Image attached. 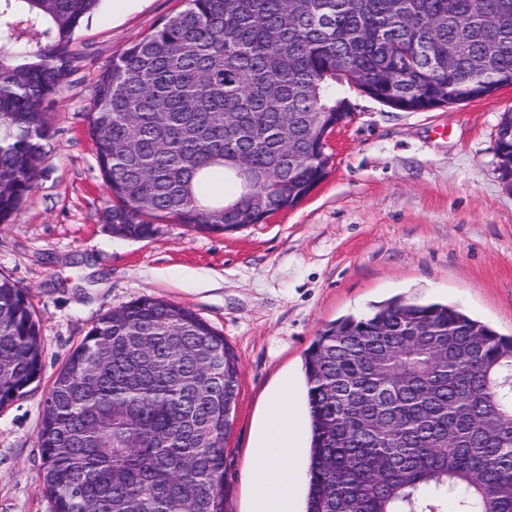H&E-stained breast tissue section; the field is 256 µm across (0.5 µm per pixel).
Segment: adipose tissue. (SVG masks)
<instances>
[{"instance_id":"obj_1","label":"adipose tissue","mask_w":512,"mask_h":512,"mask_svg":"<svg viewBox=\"0 0 512 512\" xmlns=\"http://www.w3.org/2000/svg\"><path fill=\"white\" fill-rule=\"evenodd\" d=\"M299 445V420L285 388L269 402L255 439L251 512H296V485L308 479L296 468Z\"/></svg>"}]
</instances>
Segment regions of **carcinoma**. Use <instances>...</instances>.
Listing matches in <instances>:
<instances>
[{"label": "carcinoma", "mask_w": 512, "mask_h": 512, "mask_svg": "<svg viewBox=\"0 0 512 512\" xmlns=\"http://www.w3.org/2000/svg\"><path fill=\"white\" fill-rule=\"evenodd\" d=\"M100 0H0V224L34 188L43 104ZM102 70L88 114L112 233L151 219L260 224L329 173L313 117L364 85L428 111L512 80V0H185ZM512 186V112L497 125ZM217 174L232 199L206 193ZM27 293L0 274V408L40 381ZM305 512H512V336L456 305L395 298L330 324L304 355ZM237 354L191 309L139 297L101 317L44 398L52 512H225Z\"/></svg>", "instance_id": "1"}]
</instances>
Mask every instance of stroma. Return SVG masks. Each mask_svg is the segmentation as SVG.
Segmentation results:
<instances>
[{"label":"stroma","instance_id":"1","mask_svg":"<svg viewBox=\"0 0 512 512\" xmlns=\"http://www.w3.org/2000/svg\"><path fill=\"white\" fill-rule=\"evenodd\" d=\"M183 8L101 0L84 19L80 62L45 104L47 161L13 223L0 224V274L29 292L44 348L38 388L0 408V512H51L37 448L44 397L92 325L132 299L194 310L239 357L226 512H248L251 448L274 389L289 382L305 405L304 353L337 319L418 298L512 336V189L495 150L512 87L427 112L349 91L354 117L330 138L331 170L297 207L233 232L166 221L149 240L112 234L88 131L94 85L113 56Z\"/></svg>","mask_w":512,"mask_h":512}]
</instances>
